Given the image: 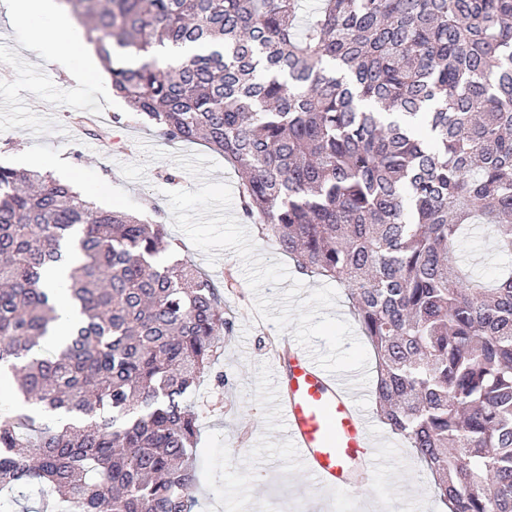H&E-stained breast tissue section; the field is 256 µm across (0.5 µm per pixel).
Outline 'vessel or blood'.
<instances>
[{
	"mask_svg": "<svg viewBox=\"0 0 512 512\" xmlns=\"http://www.w3.org/2000/svg\"><path fill=\"white\" fill-rule=\"evenodd\" d=\"M268 353L275 370L273 407L304 469L318 487L339 493L368 486L376 450L359 398L362 372L330 373L287 336L276 337Z\"/></svg>",
	"mask_w": 512,
	"mask_h": 512,
	"instance_id": "vessel-or-blood-1",
	"label": "vessel or blood"
}]
</instances>
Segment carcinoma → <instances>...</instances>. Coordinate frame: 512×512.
Wrapping results in <instances>:
<instances>
[{
    "label": "carcinoma",
    "instance_id": "1",
    "mask_svg": "<svg viewBox=\"0 0 512 512\" xmlns=\"http://www.w3.org/2000/svg\"><path fill=\"white\" fill-rule=\"evenodd\" d=\"M90 22L113 93L169 141L235 168L241 209L297 271L348 291L377 414L449 512H512V0H60ZM165 227L0 166V490L42 512H194L186 395L229 328ZM68 279L61 345L47 269ZM464 251L476 270L481 273L479 279L490 283L493 277L501 268L499 264L501 258L496 254L492 247L482 240H475L464 246Z\"/></svg>",
    "mask_w": 512,
    "mask_h": 512
}]
</instances>
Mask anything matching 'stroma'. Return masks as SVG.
<instances>
[{"label":"stroma","instance_id":"35a3bbf8","mask_svg":"<svg viewBox=\"0 0 512 512\" xmlns=\"http://www.w3.org/2000/svg\"><path fill=\"white\" fill-rule=\"evenodd\" d=\"M0 58L11 66L9 79L0 80V166L23 170L58 160L67 181L99 195L101 209L147 217L159 208L169 222L175 259L192 263L214 283H222L228 271L238 281L225 298L232 328L220 339L217 376L187 399L199 428L200 512H443L432 474L381 421H374L373 434L386 465L370 488L351 497L318 489L274 428L273 366L267 339L253 326L254 295L243 261L229 249L209 263L170 223L167 190L193 191L198 184L175 165V157L209 156L219 166L209 181L236 186L223 157L200 144L167 141L137 119L113 123V114H125L127 106L113 94L106 72L81 80L65 64L47 62L41 45L29 40L1 5ZM147 145L162 151V158L146 156Z\"/></svg>","mask_w":512,"mask_h":512}]
</instances>
